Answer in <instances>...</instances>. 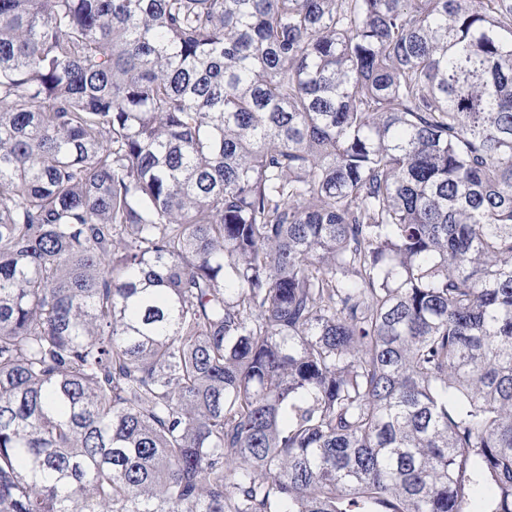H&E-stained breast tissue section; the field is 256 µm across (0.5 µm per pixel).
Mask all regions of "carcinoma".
Returning a JSON list of instances; mask_svg holds the SVG:
<instances>
[{
  "mask_svg": "<svg viewBox=\"0 0 512 512\" xmlns=\"http://www.w3.org/2000/svg\"><path fill=\"white\" fill-rule=\"evenodd\" d=\"M0 512H512V0H0Z\"/></svg>",
  "mask_w": 512,
  "mask_h": 512,
  "instance_id": "cac0c4a2",
  "label": "carcinoma"
}]
</instances>
